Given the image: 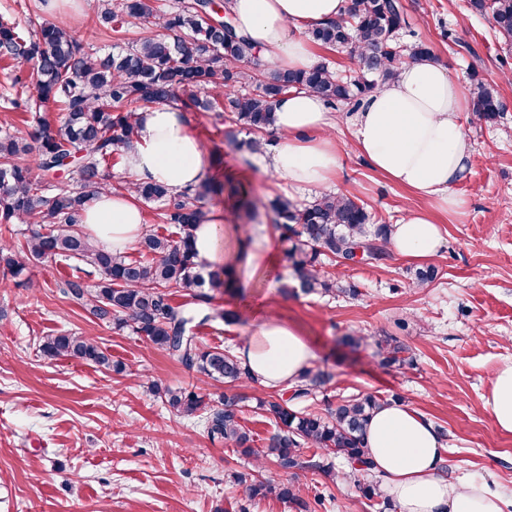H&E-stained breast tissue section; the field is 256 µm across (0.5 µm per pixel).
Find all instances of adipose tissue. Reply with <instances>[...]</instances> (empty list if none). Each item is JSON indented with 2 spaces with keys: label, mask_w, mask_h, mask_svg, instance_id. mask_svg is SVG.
Here are the masks:
<instances>
[{
  "label": "adipose tissue",
  "mask_w": 512,
  "mask_h": 512,
  "mask_svg": "<svg viewBox=\"0 0 512 512\" xmlns=\"http://www.w3.org/2000/svg\"><path fill=\"white\" fill-rule=\"evenodd\" d=\"M348 0H231L238 31L265 60L280 70L316 63L309 29L343 17ZM468 105L460 83L430 56L402 63L397 75L362 103L349 119L355 148L369 167L406 187L425 206L408 211L391 227L389 245L399 255L423 260L442 241L433 211H460L464 200L454 186L467 172L471 155L462 115ZM280 142L261 157L289 188L325 186L335 179L339 124L317 96L302 90L282 95L275 106ZM130 183H160L172 195L199 184L214 171L204 144L186 112L168 103L142 112L132 147L124 155ZM81 223L115 253L145 232L144 211L128 190H107L85 206ZM193 247L205 270L244 268L246 278L269 276L277 263L273 238L250 246L228 223L225 209L207 210L193 229ZM251 334L237 358L258 384L270 389L296 383L315 355L312 342L259 305L248 306ZM497 427L512 433V364L497 374L487 401ZM371 472L398 512H512V494L482 480H451L438 470L446 451L435 426L405 405L386 404L374 412L365 435Z\"/></svg>",
  "instance_id": "obj_1"
}]
</instances>
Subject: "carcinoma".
I'll list each match as a JSON object with an SVG mask.
<instances>
[{
	"label": "carcinoma",
	"instance_id": "obj_1",
	"mask_svg": "<svg viewBox=\"0 0 512 512\" xmlns=\"http://www.w3.org/2000/svg\"><path fill=\"white\" fill-rule=\"evenodd\" d=\"M98 19L112 33L140 24L153 33L127 49L114 53L89 49L69 28L53 22L19 23L0 17V58L18 71L32 70L35 95L10 100L14 109L39 112L53 104L63 112L55 126L39 117L22 136L0 135V223L25 224L29 234L19 244H0V266L13 277L30 264L46 259H75L80 265L65 282L67 293L81 301L101 320L114 322L145 338L152 346L168 351L181 363L207 378L235 383L251 379L236 356L222 349H200L190 336L194 320L210 319L200 305L212 297L210 286L224 284L215 274L205 277L196 261L192 228L205 216L196 202L214 192L205 179L174 197L158 183L134 186L145 203L166 204L163 219L178 226L174 237L147 231L140 247L149 259L133 260L95 244L80 228L82 211L90 199L112 187L104 166L133 144L138 112L156 103L181 102L202 112H228L230 121L255 133L274 131L278 98L290 89L310 92L334 109L340 104L361 105L363 98L391 79L405 58L428 56L423 42L396 52L399 31L407 27L400 0H353L347 17L307 32L308 39L327 48H344L359 75L342 80L328 64L320 62L305 70L280 71L261 79L262 68L248 39L240 34L231 12L218 14L212 0H178L165 11L156 0H98ZM470 8L490 16L493 28L512 45V0H470ZM250 87L247 94L237 88ZM472 111L494 121L502 103L494 87L478 81L472 90ZM77 172L82 190L61 188L43 194L44 180L65 172ZM278 225L297 237L288 251L297 280L305 294L332 296L347 288L324 270V264L340 258L351 260L365 243L375 255H386L389 227L367 229L371 214L356 197L324 194L299 207L287 198L272 202ZM96 276L94 287L85 278ZM175 288L194 305L189 311L169 303L167 290ZM50 358L68 357L109 372L125 366L87 336L60 333L42 344ZM327 374L307 369L295 385L293 400L310 397ZM167 404L178 414L194 415L209 410V432L239 449L245 457L273 456L282 470L303 467L302 449L320 448L342 455L350 465L365 470V433L371 414L381 406L370 395L344 400L327 415L304 413L288 404L261 401L259 408L281 424L268 448L252 446L253 439L239 423V404L247 396L234 393L219 398L214 406L194 391H165ZM252 497H276L293 503L300 512L308 504L294 486L271 479L252 481Z\"/></svg>",
	"mask_w": 512,
	"mask_h": 512
}]
</instances>
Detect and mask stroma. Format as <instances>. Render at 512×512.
<instances>
[{
    "label": "stroma",
    "instance_id": "1",
    "mask_svg": "<svg viewBox=\"0 0 512 512\" xmlns=\"http://www.w3.org/2000/svg\"><path fill=\"white\" fill-rule=\"evenodd\" d=\"M402 4L409 26L399 34L401 43L427 44L464 87L497 85L503 104L491 123L465 115L471 163L454 187L465 207L434 214L444 236L427 260L436 279L417 286L418 262L391 253L374 263L333 266L356 295L283 292L295 282L290 243L271 210L283 191L271 172L256 171L249 192L255 219L236 210L229 217L248 242L276 237L277 268L245 288L211 289L210 318L191 334L204 349L238 348L250 334L249 320L228 324L218 311L237 310L243 298L265 304L315 342L312 365L329 376L313 398L300 401L287 389L205 378L143 337L94 317L66 292L68 261L37 262L17 278L0 272V512H296L273 495L249 497L245 485L234 482L237 473L293 485L311 512H381L380 500L359 489L366 476L343 478L342 458L304 449L306 458L328 464L325 472L286 473L270 457L256 463L210 436L207 411L174 413L162 394L166 388L195 390L214 402L247 394L240 423L259 449L279 426L258 400L322 414L339 401L372 394L410 406L443 430L442 469L450 478L490 475L512 487V433L498 429L486 404L498 371L512 363V46L488 17L472 12L469 0ZM97 12V0H66L52 12L35 11L33 0H0V16L23 25L33 16L65 22L93 49L118 51L147 33L132 25L121 37H108ZM14 75L11 62L0 60V133L21 135L33 115L7 106L17 92ZM188 118L212 164L252 166L256 156L243 146L249 131L239 130L232 143L224 136L228 118L195 111ZM336 144L342 166L332 193L363 200L376 224H394L406 210L422 208L418 197L357 155L347 126L337 128ZM58 333L96 339L125 372L46 357L42 340ZM351 334L364 336L365 344L346 345ZM389 337L404 346L403 363H384L380 344Z\"/></svg>",
    "mask_w": 512,
    "mask_h": 512
}]
</instances>
